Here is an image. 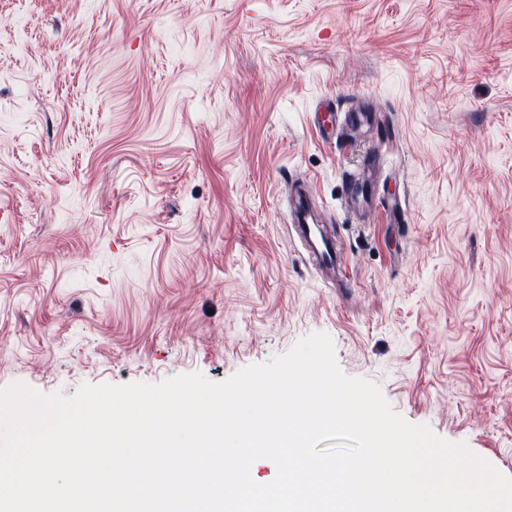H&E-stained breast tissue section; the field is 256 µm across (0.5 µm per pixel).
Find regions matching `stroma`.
<instances>
[{"label": "stroma", "instance_id": "stroma-1", "mask_svg": "<svg viewBox=\"0 0 512 512\" xmlns=\"http://www.w3.org/2000/svg\"><path fill=\"white\" fill-rule=\"evenodd\" d=\"M315 332L512 477V0H0V388L222 382ZM300 227L301 232L310 241L317 259L323 266L336 268V265L341 264L342 259L333 242L324 236L319 225L304 224Z\"/></svg>", "mask_w": 512, "mask_h": 512}]
</instances>
